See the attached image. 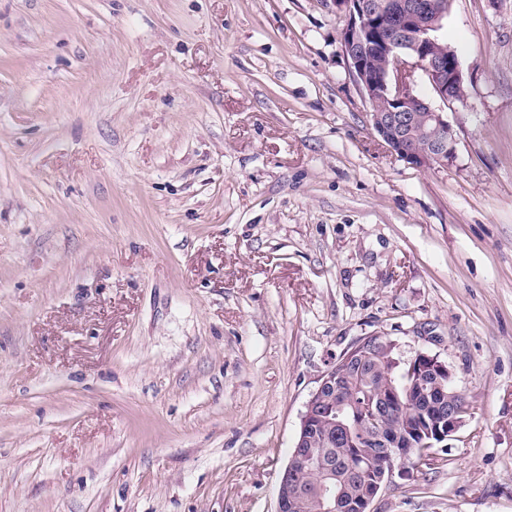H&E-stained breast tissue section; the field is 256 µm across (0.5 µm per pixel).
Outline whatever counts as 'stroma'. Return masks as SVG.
<instances>
[{"label": "stroma", "instance_id": "35a3bbf8", "mask_svg": "<svg viewBox=\"0 0 512 512\" xmlns=\"http://www.w3.org/2000/svg\"><path fill=\"white\" fill-rule=\"evenodd\" d=\"M331 0H0V512H277L363 338L463 426L371 512H512V0H450L447 166L399 159ZM453 401L458 402L456 404L457 412L461 418H465L469 411V404L466 402L464 397L453 396ZM458 418V414L453 406L448 405V430L447 434L443 431L436 433L438 441L447 440L452 437L460 428L463 420Z\"/></svg>", "mask_w": 512, "mask_h": 512}]
</instances>
